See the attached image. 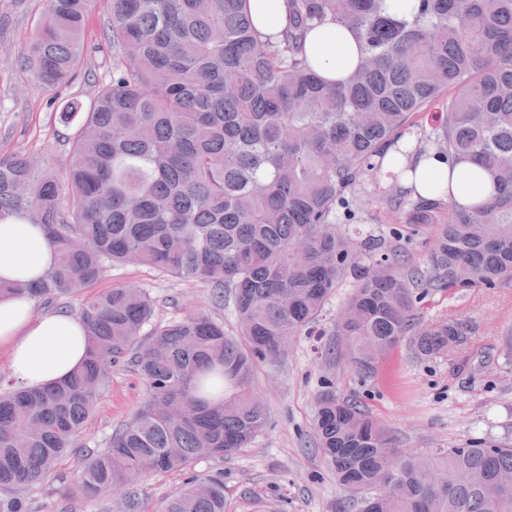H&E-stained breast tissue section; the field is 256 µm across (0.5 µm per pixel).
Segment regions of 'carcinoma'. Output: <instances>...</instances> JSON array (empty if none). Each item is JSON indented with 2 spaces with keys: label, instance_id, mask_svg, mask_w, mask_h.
<instances>
[{
  "label": "carcinoma",
  "instance_id": "carcinoma-1",
  "mask_svg": "<svg viewBox=\"0 0 512 512\" xmlns=\"http://www.w3.org/2000/svg\"><path fill=\"white\" fill-rule=\"evenodd\" d=\"M99 3L112 78L58 113L74 127L64 176L42 153L0 158V222L42 225L58 251L37 284L0 282V295H80L106 263L136 264L204 282L218 303L232 295L238 334L204 314L146 333L154 303L128 285L85 298L83 366L50 387L0 393V512H31L29 492L77 451L102 385L125 364L145 398L108 448L80 451L76 490L116 489L122 512H141L144 481L180 472L160 512H226L224 473L194 464L224 460L266 430L257 365L314 333L348 272L356 285L325 356L363 377L410 334L422 357L467 335L453 319L420 324L425 296L512 278V0H417L410 21L385 15L384 0H288L275 37L255 30L248 0H46L22 59L40 85L72 82ZM326 22L358 44L343 82L310 65L307 35ZM437 105L429 143L484 169L494 195L481 206L398 190L407 159L426 151L406 136ZM382 171L396 187L398 238L431 243L424 269L336 225ZM312 430L359 512H512L511 444L405 454L332 385L315 398Z\"/></svg>",
  "mask_w": 512,
  "mask_h": 512
}]
</instances>
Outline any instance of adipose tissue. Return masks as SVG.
Here are the masks:
<instances>
[{
    "mask_svg": "<svg viewBox=\"0 0 512 512\" xmlns=\"http://www.w3.org/2000/svg\"><path fill=\"white\" fill-rule=\"evenodd\" d=\"M307 53L313 69L324 79L345 80L352 74L357 55L352 35L345 27L328 23L307 36ZM416 189L438 182L463 205L482 203L492 192L485 173L470 163L428 153L416 159ZM55 247L42 226L20 219L0 223V280L34 283L52 269ZM88 340L77 317L52 313L34 316L27 296L0 297V352H6L15 383L31 389L68 378L84 363Z\"/></svg>",
    "mask_w": 512,
    "mask_h": 512,
    "instance_id": "1",
    "label": "adipose tissue"
}]
</instances>
